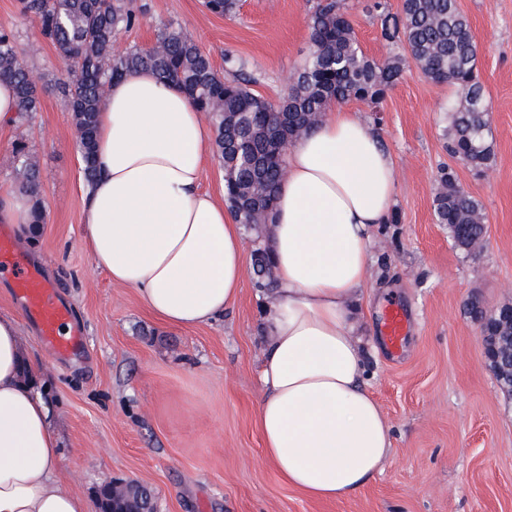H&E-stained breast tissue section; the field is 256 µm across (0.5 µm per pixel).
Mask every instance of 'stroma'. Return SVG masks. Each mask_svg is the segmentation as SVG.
<instances>
[{"instance_id":"1","label":"stroma","mask_w":512,"mask_h":512,"mask_svg":"<svg viewBox=\"0 0 512 512\" xmlns=\"http://www.w3.org/2000/svg\"><path fill=\"white\" fill-rule=\"evenodd\" d=\"M138 24L119 31L122 52L152 44L165 25L181 26L223 70L232 53L258 76L256 92L275 101L308 53L316 0H241L235 17L208 13L203 0H143ZM357 40L383 61L404 54L381 36L365 0H344ZM478 44L477 70L489 102L493 159L474 171L448 151L453 86L407 64L380 113H360L396 165L397 223L373 234L370 278L358 296L357 333L368 344L366 381L392 429L393 453L355 495L320 502L288 486L263 458L256 425L259 371L270 293L246 271L238 303L223 319L176 329L112 284L84 245L85 181L75 129L57 89L64 69L54 47L20 11L0 0V27L19 35L38 77L40 109L22 127L0 128V194L17 188L14 144L24 137L42 172L40 236L19 246L26 262L58 288L87 332L83 353L64 359L42 342L0 273V312L18 315L26 360L51 404L59 437L61 489L101 512L100 489L135 482L157 512H512V398L483 357L476 321L512 304V0H457ZM479 200L487 218L478 252L457 249L437 223L441 169ZM406 317L398 348L384 331L389 306Z\"/></svg>"}]
</instances>
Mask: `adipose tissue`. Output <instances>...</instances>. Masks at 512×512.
Listing matches in <instances>:
<instances>
[{
  "label": "adipose tissue",
  "mask_w": 512,
  "mask_h": 512,
  "mask_svg": "<svg viewBox=\"0 0 512 512\" xmlns=\"http://www.w3.org/2000/svg\"><path fill=\"white\" fill-rule=\"evenodd\" d=\"M211 148L197 107L147 69L114 82L98 114L86 246L114 284L135 289L174 328L216 322L241 290V226L201 187ZM286 162L268 232L275 290L257 426L265 460L288 485L336 501L392 452L350 319L368 280L371 231L393 212L396 168L359 113L333 107L291 142ZM33 219L29 193L0 196V223L21 240ZM19 334L18 318L0 315V512H86L56 481L51 410L23 379Z\"/></svg>",
  "instance_id": "adipose-tissue-1"
}]
</instances>
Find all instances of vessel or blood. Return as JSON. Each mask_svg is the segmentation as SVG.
Wrapping results in <instances>:
<instances>
[{
  "mask_svg": "<svg viewBox=\"0 0 512 512\" xmlns=\"http://www.w3.org/2000/svg\"><path fill=\"white\" fill-rule=\"evenodd\" d=\"M0 267L16 269L15 295L24 305L27 315L37 323L46 345L61 357L75 354L85 347V328L75 319L71 307L36 268L22 267L20 254L11 238L4 233L0 234Z\"/></svg>",
  "mask_w": 512,
  "mask_h": 512,
  "instance_id": "vessel-or-blood-1",
  "label": "vessel or blood"
}]
</instances>
